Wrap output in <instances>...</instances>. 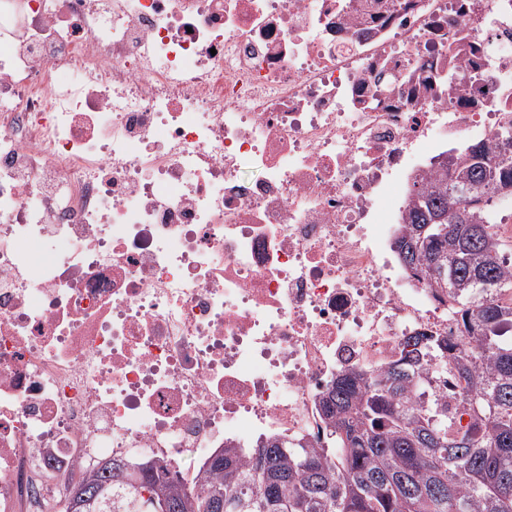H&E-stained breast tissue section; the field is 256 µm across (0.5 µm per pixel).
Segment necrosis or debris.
<instances>
[{"mask_svg": "<svg viewBox=\"0 0 512 512\" xmlns=\"http://www.w3.org/2000/svg\"><path fill=\"white\" fill-rule=\"evenodd\" d=\"M510 125L512 0H0V512L321 447L349 369L468 352L392 242L414 176Z\"/></svg>", "mask_w": 512, "mask_h": 512, "instance_id": "1", "label": "necrosis or debris"}]
</instances>
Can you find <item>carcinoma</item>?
Returning <instances> with one entry per match:
<instances>
[{"instance_id": "carcinoma-1", "label": "carcinoma", "mask_w": 512, "mask_h": 512, "mask_svg": "<svg viewBox=\"0 0 512 512\" xmlns=\"http://www.w3.org/2000/svg\"><path fill=\"white\" fill-rule=\"evenodd\" d=\"M448 151L438 175L414 177L395 247L400 263L448 295L465 328L483 334L472 357L448 363V343L409 338L385 371L352 370L322 397L330 447L291 448L272 438L242 463L227 446L204 462L213 479L188 487L154 458L114 459L86 470L65 495L68 512H512V293L503 241L492 226L512 196V147ZM447 218L446 229L435 222ZM432 371L439 383L417 403L408 393ZM466 383L468 410L448 402V371Z\"/></svg>"}]
</instances>
